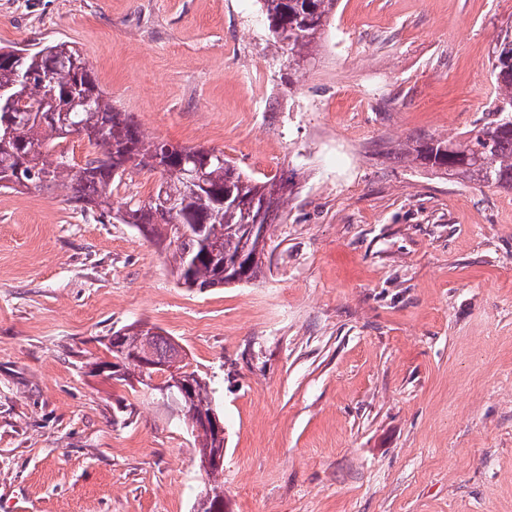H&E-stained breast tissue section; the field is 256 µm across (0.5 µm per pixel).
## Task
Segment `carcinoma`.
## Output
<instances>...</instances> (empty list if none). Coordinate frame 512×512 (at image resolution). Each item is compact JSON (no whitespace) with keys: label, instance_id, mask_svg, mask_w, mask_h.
Wrapping results in <instances>:
<instances>
[{"label":"carcinoma","instance_id":"carcinoma-1","mask_svg":"<svg viewBox=\"0 0 512 512\" xmlns=\"http://www.w3.org/2000/svg\"><path fill=\"white\" fill-rule=\"evenodd\" d=\"M273 45L298 73L314 54L338 0H261ZM0 189L57 188L67 199L111 213L114 191L130 170L160 174L146 201L133 198L116 220L147 228L171 273L184 288H222L262 272L269 230L288 200L292 178L254 177L205 147L168 148L148 137L126 112L112 107L78 49L51 41L32 48L1 46ZM55 75L54 84L43 79ZM491 78L493 119L460 139L430 138L406 152L412 161L459 183L512 189V32L498 39ZM87 140L82 162L66 151L68 135ZM201 184L190 185V172ZM259 223L262 232L248 234ZM152 335L149 341L144 337ZM109 376L142 383L153 366L175 368L185 381L179 422L190 430L199 457L217 447L203 420L218 414L210 383L184 362L179 346L160 331L133 323L112 332Z\"/></svg>","mask_w":512,"mask_h":512}]
</instances>
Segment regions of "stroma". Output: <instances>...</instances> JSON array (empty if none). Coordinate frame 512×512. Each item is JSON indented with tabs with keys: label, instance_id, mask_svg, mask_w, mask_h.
Here are the masks:
<instances>
[{
	"label": "stroma",
	"instance_id": "obj_1",
	"mask_svg": "<svg viewBox=\"0 0 512 512\" xmlns=\"http://www.w3.org/2000/svg\"><path fill=\"white\" fill-rule=\"evenodd\" d=\"M512 0H339L303 73L259 0H0L149 137L292 177L257 280L176 284L133 227L0 191V512H194L193 439L98 363L144 322L207 377L224 512H512V190L403 159L487 116ZM294 113L258 112L265 86Z\"/></svg>",
	"mask_w": 512,
	"mask_h": 512
}]
</instances>
